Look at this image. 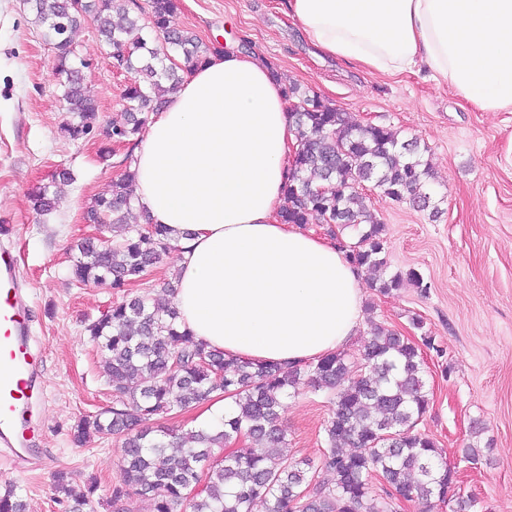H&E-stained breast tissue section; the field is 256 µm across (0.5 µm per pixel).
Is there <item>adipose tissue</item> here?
Listing matches in <instances>:
<instances>
[{
    "instance_id": "ef3b65f1",
    "label": "adipose tissue",
    "mask_w": 512,
    "mask_h": 512,
    "mask_svg": "<svg viewBox=\"0 0 512 512\" xmlns=\"http://www.w3.org/2000/svg\"><path fill=\"white\" fill-rule=\"evenodd\" d=\"M323 54L368 72L424 65L484 112H512V0H289ZM297 143L268 63L228 49L192 68L135 150L136 207L170 230L174 302L225 356L315 361L361 322L356 268L281 223Z\"/></svg>"
}]
</instances>
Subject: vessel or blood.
<instances>
[{
	"label": "vessel or blood",
	"instance_id": "vessel-or-blood-1",
	"mask_svg": "<svg viewBox=\"0 0 512 512\" xmlns=\"http://www.w3.org/2000/svg\"><path fill=\"white\" fill-rule=\"evenodd\" d=\"M28 295L14 249L0 244V458L22 460L26 411L37 380Z\"/></svg>",
	"mask_w": 512,
	"mask_h": 512
}]
</instances>
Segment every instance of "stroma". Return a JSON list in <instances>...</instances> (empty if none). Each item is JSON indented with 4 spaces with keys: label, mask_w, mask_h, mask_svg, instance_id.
Listing matches in <instances>:
<instances>
[{
    "label": "stroma",
    "mask_w": 512,
    "mask_h": 512,
    "mask_svg": "<svg viewBox=\"0 0 512 512\" xmlns=\"http://www.w3.org/2000/svg\"><path fill=\"white\" fill-rule=\"evenodd\" d=\"M173 27L203 42L248 41L283 85L314 90L345 112L349 122L380 124L417 138L425 147L438 214L396 203L365 185L367 202L383 224L388 272L417 271L427 290L407 284L390 294L361 272L364 319L401 331L418 316L433 336L424 353L430 409L418 423L459 474L476 512H512V112H483L423 66L397 76L372 74L318 55L288 13V0H181ZM84 83L99 109L98 124L121 117L128 75L116 71L111 49L93 19L74 33ZM54 52L31 22L26 0H0V225L16 227L15 252L27 279L31 335L41 359L44 388L30 408L36 469L0 466V493L20 489L25 512H63L54 476L97 482L88 512H116L110 498L123 455L118 439L69 442L72 426L112 404L99 358L85 328L122 295H141L170 280L173 253L148 278L120 293L76 284L70 269L75 243L93 234L83 211L108 194L127 147L100 161L99 131L80 142L62 137L65 104L52 77ZM70 168L52 214L32 209V188ZM331 405L300 385L286 401L288 456L317 458ZM481 424L478 463L459 448Z\"/></svg>",
    "instance_id": "1"
}]
</instances>
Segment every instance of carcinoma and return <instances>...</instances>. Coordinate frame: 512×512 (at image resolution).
Returning a JSON list of instances; mask_svg holds the SVG:
<instances>
[{
	"instance_id": "obj_1",
	"label": "carcinoma",
	"mask_w": 512,
	"mask_h": 512,
	"mask_svg": "<svg viewBox=\"0 0 512 512\" xmlns=\"http://www.w3.org/2000/svg\"><path fill=\"white\" fill-rule=\"evenodd\" d=\"M129 0H28L32 23L44 28L54 48L53 75L62 90L67 118L60 126L70 141L86 138L98 124V105L87 95L82 68L71 32L86 16L93 17L102 40L113 48L116 65L132 75L125 86L124 121L102 130L107 143L136 144L149 113L159 111L166 96L182 78L177 66L165 65L169 51L183 56L191 69L224 52L217 43L206 45L189 32L170 27L180 0H152L151 29L164 37V46L145 37L146 25L129 16ZM299 131L283 204L284 224H330L357 231L352 243L338 241L340 250L359 269L382 270L384 226L371 213L359 186L371 183L384 197L432 206L430 165L417 140H402L385 125L347 123L344 113L317 92H286ZM132 155L112 181L109 195L94 199L89 217L104 219L107 242L84 238L80 258L71 269L82 285L126 288L141 282L171 248L163 224L130 223L134 213L135 170ZM73 180L59 169L48 185L30 195L40 215L56 208V184ZM426 291L417 272H396L379 278L375 287L385 295L405 283ZM161 292L138 295L113 304L86 326V332L105 364L112 387V407L80 418L71 442L82 447L91 439H122L123 460L112 487L117 512H133L132 497L147 498L153 512H393L396 495L425 506L446 504L451 512H468L473 499L460 491L448 493L450 467L434 441L419 433L418 422L429 409L422 348L435 349L419 317L412 328L421 331L422 344L378 323H370L360 353L365 372L353 371L345 351L309 363H278L228 358L224 352L194 340L183 328L178 310ZM307 380L331 403L324 443L317 460L293 461L276 452L288 445L282 413L290 390ZM230 400L224 420L212 428L154 431L146 423L186 410L214 393ZM461 448L462 457L476 460V439ZM332 474V482L318 474ZM377 477L384 496L375 497L370 480ZM67 499L68 512H86L98 487L75 482L67 473L56 476ZM0 512H25L13 491L0 495Z\"/></svg>"
}]
</instances>
